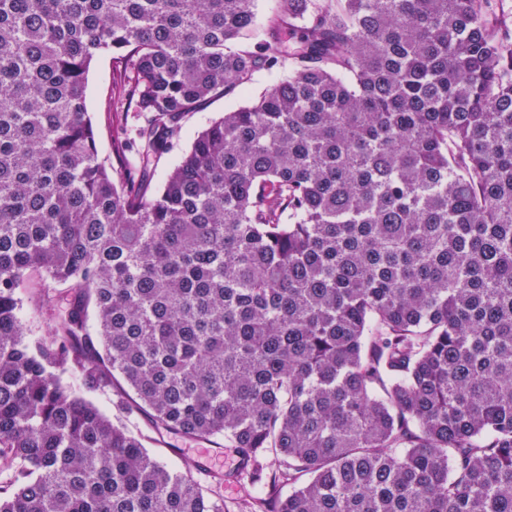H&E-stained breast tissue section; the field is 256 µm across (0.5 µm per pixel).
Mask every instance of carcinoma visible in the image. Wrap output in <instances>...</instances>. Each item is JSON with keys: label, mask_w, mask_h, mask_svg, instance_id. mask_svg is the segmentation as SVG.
Here are the masks:
<instances>
[{"label": "carcinoma", "mask_w": 512, "mask_h": 512, "mask_svg": "<svg viewBox=\"0 0 512 512\" xmlns=\"http://www.w3.org/2000/svg\"><path fill=\"white\" fill-rule=\"evenodd\" d=\"M257 2L0 0V512H227L67 374L224 441L250 512H512V11L277 0L238 45ZM275 0H259L257 4L256 10V19L255 23L246 32H244L243 36L240 39V42L243 44H251L254 43L264 35V24L267 14L271 11L274 6ZM112 52L99 54L92 62L87 80V109L90 113L99 156L107 165L117 168L112 155V112L105 106L112 95V77L116 75V62ZM283 77V72L259 71L243 90H238L234 95L225 98L215 99L203 110L189 114L183 122L181 136L174 149L156 162L153 176L151 175L152 187L156 189L161 186L178 157L191 146L194 137L207 126L210 120L218 118L225 111L254 102L265 89Z\"/></svg>", "instance_id": "1"}]
</instances>
